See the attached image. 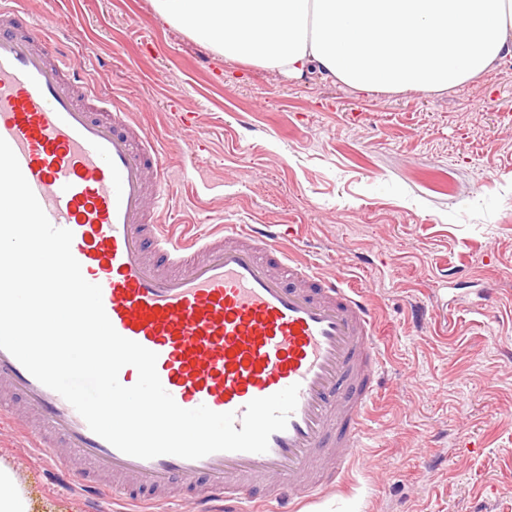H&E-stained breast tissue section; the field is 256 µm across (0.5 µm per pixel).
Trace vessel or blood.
Wrapping results in <instances>:
<instances>
[{"label":"vessel or blood","mask_w":512,"mask_h":512,"mask_svg":"<svg viewBox=\"0 0 512 512\" xmlns=\"http://www.w3.org/2000/svg\"><path fill=\"white\" fill-rule=\"evenodd\" d=\"M0 137L50 222L72 232V253L101 286L115 330L156 353L180 407L240 416L252 399L300 386L267 452L140 459L92 432L0 349V390L27 407L0 406V421L44 452L62 483L78 479L95 512L114 497L157 501L175 486L196 512L220 503L238 512L260 493L293 503L343 485L383 374L373 309L344 270L328 276L289 255L287 224L175 234L160 219L174 191L157 138L133 105L76 76L48 27L22 25L16 0H0Z\"/></svg>","instance_id":"vessel-or-blood-1"}]
</instances>
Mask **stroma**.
Masks as SVG:
<instances>
[{"label": "stroma", "instance_id": "obj_1", "mask_svg": "<svg viewBox=\"0 0 512 512\" xmlns=\"http://www.w3.org/2000/svg\"><path fill=\"white\" fill-rule=\"evenodd\" d=\"M83 78L157 135L187 224H295L293 247L344 267L374 307L384 384L350 481L299 512H512V69L443 92H362L213 54L151 0H26ZM194 115L207 142L177 133ZM494 290L499 312L482 296ZM27 439L0 459L35 512H88Z\"/></svg>", "mask_w": 512, "mask_h": 512}]
</instances>
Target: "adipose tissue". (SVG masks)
<instances>
[{
    "mask_svg": "<svg viewBox=\"0 0 512 512\" xmlns=\"http://www.w3.org/2000/svg\"><path fill=\"white\" fill-rule=\"evenodd\" d=\"M212 52L317 67L363 90L440 92L512 58V0H152Z\"/></svg>",
    "mask_w": 512,
    "mask_h": 512,
    "instance_id": "obj_1",
    "label": "adipose tissue"
}]
</instances>
